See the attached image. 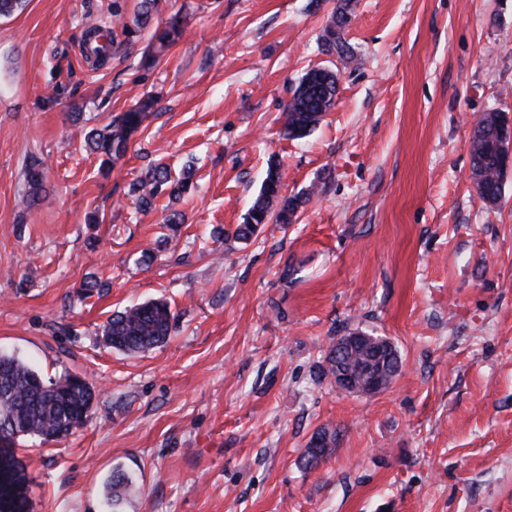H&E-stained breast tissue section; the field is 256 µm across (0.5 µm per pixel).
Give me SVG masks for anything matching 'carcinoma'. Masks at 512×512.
Listing matches in <instances>:
<instances>
[{
    "label": "carcinoma",
    "mask_w": 512,
    "mask_h": 512,
    "mask_svg": "<svg viewBox=\"0 0 512 512\" xmlns=\"http://www.w3.org/2000/svg\"><path fill=\"white\" fill-rule=\"evenodd\" d=\"M160 0H140L134 25L123 24L122 33L130 37L135 28L146 26L158 12ZM352 0H338L320 37L322 52L340 58L352 56L344 32L352 17ZM183 19L175 14L165 26L154 33L151 53L145 57L149 65L159 55L174 45L182 36ZM84 48L92 49L99 58L112 53V31L92 26L82 36ZM338 78L336 72L326 68L309 70L299 81L291 98L283 109V129L286 136L298 139L309 134L323 120V113L336 103ZM156 100L147 95L134 106L102 128L89 130L85 134L87 146L102 157V169L125 156L131 137L141 128ZM512 122L508 113L492 107L481 113L475 121L470 153L472 175L479 198L492 207L497 205L503 193L504 174L507 169L501 162L505 144L501 141L502 129ZM191 175L171 180L164 166H154L148 175L129 186V195L136 200L137 207L148 212L155 207V200L164 190L172 195H183L191 191ZM308 198L302 194H283V178L279 165L268 166L258 195L251 203L244 223L236 226L234 237L250 240L260 227L274 218L287 224ZM174 314L168 303L152 300L136 304L113 314L103 327L105 343L127 354L148 352L165 342L172 329ZM343 337H338L327 350L321 373L333 377L342 368L358 379L362 378L369 353L363 350H348L341 346ZM400 371V357L394 346H389V362L382 376L393 381ZM94 392L81 378L68 375L59 381H47L22 359L14 355L0 354V474H4L21 503L19 512H28L30 505L29 481L25 466L17 457L15 444L20 439L37 437L43 441H57L85 425L90 417ZM316 435L322 439V448L315 451L305 448L301 464L314 469L326 457L333 454L339 434L329 428H320ZM138 486L131 473L117 466L112 469L106 482V493L112 508L120 506L122 500L137 493Z\"/></svg>",
    "instance_id": "1"
}]
</instances>
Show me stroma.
<instances>
[{"label": "stroma", "mask_w": 512, "mask_h": 512, "mask_svg": "<svg viewBox=\"0 0 512 512\" xmlns=\"http://www.w3.org/2000/svg\"><path fill=\"white\" fill-rule=\"evenodd\" d=\"M137 3L0 18V353L96 394L72 435L17 445L31 512H106L118 465L140 487L120 512H512V172L485 206L469 142L488 108L512 116V0H354L349 59L319 47L336 0H163L91 67L83 29ZM179 11L183 37L141 67ZM314 67L339 74L336 104L285 138ZM147 93L157 111L102 172L85 132ZM272 162L310 200L235 239ZM153 164L191 168L193 188L145 213L128 186ZM150 299L175 315L168 341L106 347L107 319ZM354 330L399 352L379 394L315 377ZM322 427L339 445L304 470Z\"/></svg>", "instance_id": "obj_1"}]
</instances>
